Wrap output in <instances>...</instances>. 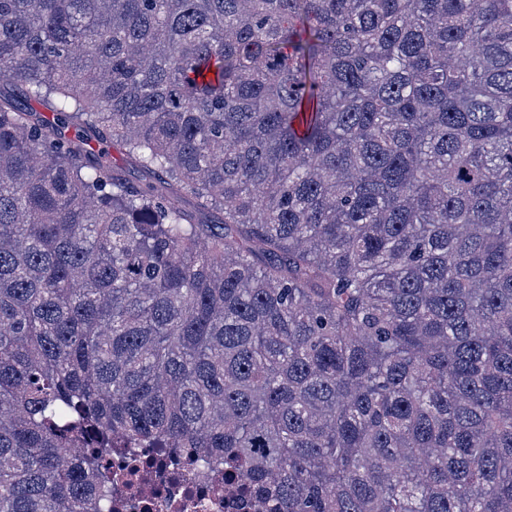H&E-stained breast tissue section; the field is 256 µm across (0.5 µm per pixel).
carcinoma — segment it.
<instances>
[{
  "label": "carcinoma",
  "instance_id": "obj_1",
  "mask_svg": "<svg viewBox=\"0 0 512 512\" xmlns=\"http://www.w3.org/2000/svg\"><path fill=\"white\" fill-rule=\"evenodd\" d=\"M79 443L512 512V0H0V512Z\"/></svg>",
  "mask_w": 512,
  "mask_h": 512
}]
</instances>
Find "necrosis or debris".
Returning <instances> with one entry per match:
<instances>
[{
	"mask_svg": "<svg viewBox=\"0 0 512 512\" xmlns=\"http://www.w3.org/2000/svg\"><path fill=\"white\" fill-rule=\"evenodd\" d=\"M122 493L113 512H258L252 498L231 491L223 468L204 470L187 456L103 449Z\"/></svg>",
	"mask_w": 512,
	"mask_h": 512,
	"instance_id": "4bbe7bcc",
	"label": "necrosis or debris"
}]
</instances>
